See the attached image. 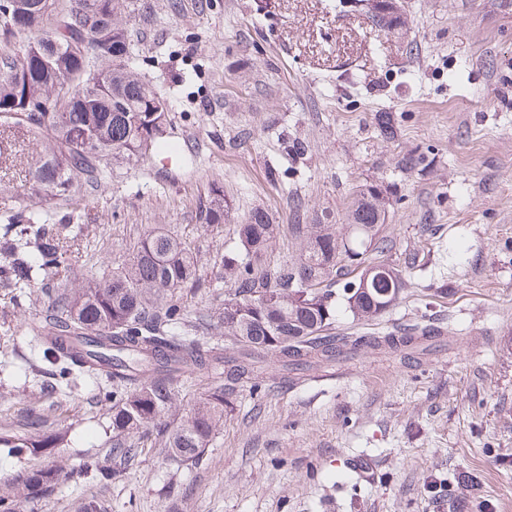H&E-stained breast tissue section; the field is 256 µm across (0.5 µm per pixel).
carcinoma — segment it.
<instances>
[{"instance_id":"carcinoma-1","label":"carcinoma","mask_w":512,"mask_h":512,"mask_svg":"<svg viewBox=\"0 0 512 512\" xmlns=\"http://www.w3.org/2000/svg\"><path fill=\"white\" fill-rule=\"evenodd\" d=\"M25 9L9 24L0 22V42L14 51L0 55V168L22 159L16 127L40 142L41 150L28 167L32 186L52 199L71 200L78 178H105L101 164L131 162L147 148L161 145L162 136L147 142V127L158 119L154 108L163 97L132 72L134 51L121 21V11L137 10L135 0H24ZM106 11L113 34L109 50L97 51L101 31L90 22L93 10ZM372 23L395 29L400 14L368 9ZM45 104L49 111L34 123L23 116L25 103ZM93 139L100 153L86 149ZM205 224L224 223V193L210 187L199 201ZM381 188L370 185L354 195L345 215L347 230L334 224H290L298 242L294 261L264 264L275 230L270 215L253 212L239 225L238 247L224 256L230 277L224 308L218 316L191 313L168 301L183 288H200L194 253L169 232L143 237L127 264L100 280H85L51 296L46 310L24 320L21 331L41 348L47 371L62 389L70 377L112 382V448L109 459L95 465L96 477L110 480L129 465L139 447L152 442L176 462L193 463L204 454L212 436L224 425V410L241 384L251 380L264 355L285 368L312 360L347 358L359 347L396 349L417 338L438 341L441 326L412 328L402 336L337 337L332 330L336 307L357 320L368 321L392 306L407 280L382 260L389 242ZM5 239L7 262L0 264V288H28L38 274L57 269L68 251L55 224L29 217L12 224ZM360 265L379 268L368 285L354 275ZM224 328V339L243 348L238 358L223 360L207 340ZM224 365L226 383L204 393L193 413L171 423L165 415L177 407L180 378ZM27 432H0V448L15 456H49L66 442L67 431L41 430L34 415ZM82 466L52 462L21 466L0 488V512H16L15 493L53 494L85 478Z\"/></svg>"}]
</instances>
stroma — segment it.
<instances>
[{
  "instance_id": "stroma-1",
  "label": "stroma",
  "mask_w": 512,
  "mask_h": 512,
  "mask_svg": "<svg viewBox=\"0 0 512 512\" xmlns=\"http://www.w3.org/2000/svg\"><path fill=\"white\" fill-rule=\"evenodd\" d=\"M139 0L124 15L134 72L169 103L174 158L149 150L83 184L78 205L26 198L24 167L0 172V228L18 211L63 224L71 248L49 285L98 279L164 229L197 257L202 288L175 303L217 314L224 255L257 209L277 228L266 254L298 256L304 223H343L355 190L386 198L385 258L408 285L370 321L336 316L340 336L401 335L423 322L453 338L412 357L365 349L348 361L286 371L267 362L260 388L240 387L198 463L143 449L116 480L92 479L19 512H512V0H402L389 30L331 0ZM388 114L393 138L381 136ZM423 162L403 169L404 155ZM224 190V221L199 200ZM41 287L0 289V429L28 416L66 428L70 463L106 459L112 403L84 379L63 392L13 327L45 309ZM479 485H459L458 472ZM200 219L204 224H220L224 221V193L219 186L210 187L208 194L199 201Z\"/></svg>"
}]
</instances>
